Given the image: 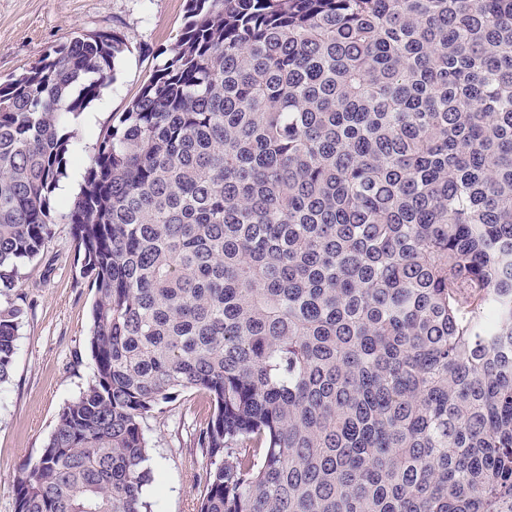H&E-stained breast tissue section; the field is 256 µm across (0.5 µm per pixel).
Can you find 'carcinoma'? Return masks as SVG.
Instances as JSON below:
<instances>
[{"label":"carcinoma","mask_w":512,"mask_h":512,"mask_svg":"<svg viewBox=\"0 0 512 512\" xmlns=\"http://www.w3.org/2000/svg\"><path fill=\"white\" fill-rule=\"evenodd\" d=\"M189 12L70 206L94 371L17 512H152L142 422L190 390L199 512H512V0ZM123 46L80 35L0 84L5 288Z\"/></svg>","instance_id":"obj_1"}]
</instances>
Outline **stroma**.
Masks as SVG:
<instances>
[{
    "instance_id": "1",
    "label": "stroma",
    "mask_w": 512,
    "mask_h": 512,
    "mask_svg": "<svg viewBox=\"0 0 512 512\" xmlns=\"http://www.w3.org/2000/svg\"><path fill=\"white\" fill-rule=\"evenodd\" d=\"M186 17L187 0H0L1 84L76 36L116 31L124 38L114 74L84 108V122L67 127L64 179L74 188L83 184L98 137L170 55ZM70 200L54 191L51 239L22 266L14 287L0 288V308L15 304L24 311L13 370L0 384V512H16L15 474L39 458L59 412L93 374L88 340L95 290L81 271L66 217ZM206 415L204 397L186 392L144 420L153 512H197L208 460L196 435Z\"/></svg>"
}]
</instances>
